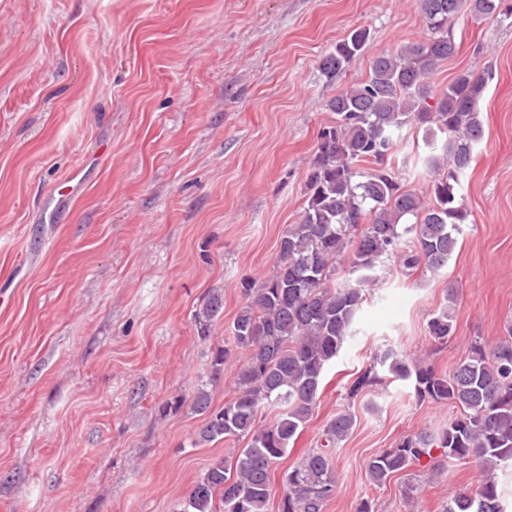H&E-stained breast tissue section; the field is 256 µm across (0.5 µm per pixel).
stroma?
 Listing matches in <instances>:
<instances>
[{"mask_svg": "<svg viewBox=\"0 0 512 512\" xmlns=\"http://www.w3.org/2000/svg\"><path fill=\"white\" fill-rule=\"evenodd\" d=\"M369 47L327 81L321 57L351 30ZM419 0H0V512H178L197 478L234 445L197 444L189 403L243 303L240 281L270 277L278 242L303 211L330 101L372 56L424 41ZM457 54L431 83L491 71L485 130L460 192L473 215L447 267L391 264L325 371L318 404L271 471L283 481L340 410L357 424L335 455L323 512H439L474 465L445 462L372 484L370 459L440 430L452 409L402 382L351 395L358 372L393 346L451 370L474 340L512 321V19L463 14ZM393 166L429 197L427 144L404 129ZM71 182L68 223H38ZM224 312L208 339L194 314L211 292ZM455 333L434 348L431 314ZM181 398L176 412L161 406ZM428 335L435 348L439 349L448 343L454 335V320L450 305H444L432 313L427 324Z\"/></svg>", "mask_w": 512, "mask_h": 512, "instance_id": "35a3bbf8", "label": "stroma"}]
</instances>
